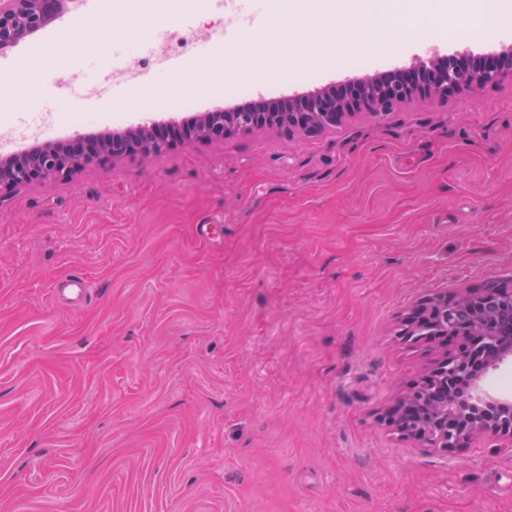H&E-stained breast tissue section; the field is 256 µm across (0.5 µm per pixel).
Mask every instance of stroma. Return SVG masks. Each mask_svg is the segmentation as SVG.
Segmentation results:
<instances>
[{
  "label": "stroma",
  "instance_id": "35a3bbf8",
  "mask_svg": "<svg viewBox=\"0 0 512 512\" xmlns=\"http://www.w3.org/2000/svg\"><path fill=\"white\" fill-rule=\"evenodd\" d=\"M430 22L389 68L483 56L434 24L457 0H411ZM166 26L129 5L124 32L84 22L93 68ZM23 128L52 109L30 42L14 47ZM249 85L248 95L237 92ZM240 73L195 107L119 101L125 125L308 90ZM68 275L86 295L53 296ZM512 280V85L364 114L318 136L262 128L139 154L21 187L0 201V512H512V448L443 454L375 413L433 362L400 338L433 290Z\"/></svg>",
  "mask_w": 512,
  "mask_h": 512
}]
</instances>
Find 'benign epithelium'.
<instances>
[{
  "instance_id": "obj_1",
  "label": "benign epithelium",
  "mask_w": 512,
  "mask_h": 512,
  "mask_svg": "<svg viewBox=\"0 0 512 512\" xmlns=\"http://www.w3.org/2000/svg\"><path fill=\"white\" fill-rule=\"evenodd\" d=\"M62 0H0V48L16 45L30 38L54 18ZM512 82V47L490 57H480L468 65L454 56L433 55L429 70L416 68L392 69L383 74L349 80L341 85H326L288 98L287 112L281 120H271L262 104L246 107L216 108L201 112L194 119L195 128L183 132L180 143L191 146L198 142H217L224 138L247 133L256 128L286 127L290 132L319 135L334 130L356 113L388 112L394 107L451 94H479L484 90ZM164 126L128 129L122 133L87 137L76 135L66 141L35 146L9 159L0 160V200L16 188L47 179L68 177L71 174L105 161L113 162L137 154H161L174 146L163 133ZM504 285L487 281L476 288H461L453 293L437 289L416 304L406 325L408 336L416 338L441 316L447 320L440 336H428L430 343L446 344L448 337L457 336L470 341L471 354L490 352V367L512 356V324L498 331L495 321L512 308L501 303ZM464 359L456 358L441 349L434 365L422 375L431 377L440 371L452 375L461 371ZM482 376H474L467 388V397L499 406V401L481 387ZM406 388L388 409L376 414L382 425H392L402 437L422 447L448 453L463 448L472 441L490 438L501 447L512 446V421L498 420L489 415L454 430L448 437V412L458 404L455 390L433 389L419 404L410 402Z\"/></svg>"
}]
</instances>
